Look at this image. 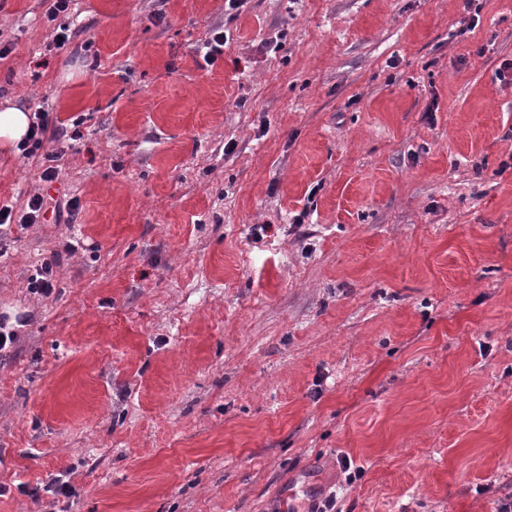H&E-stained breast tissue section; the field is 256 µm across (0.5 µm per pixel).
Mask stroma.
I'll use <instances>...</instances> for the list:
<instances>
[{
	"label": "stroma",
	"instance_id": "stroma-1",
	"mask_svg": "<svg viewBox=\"0 0 512 512\" xmlns=\"http://www.w3.org/2000/svg\"><path fill=\"white\" fill-rule=\"evenodd\" d=\"M50 5L0 0V105L83 134L0 148L78 201L0 243V512L512 497V0ZM55 260H47L37 266L28 277L27 288L33 294L49 297L57 288V280L54 272Z\"/></svg>",
	"mask_w": 512,
	"mask_h": 512
}]
</instances>
